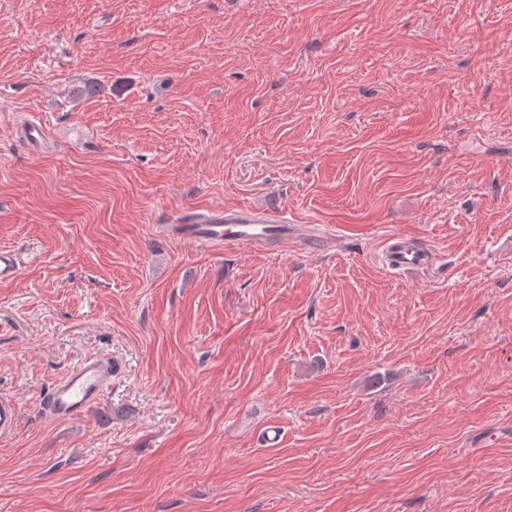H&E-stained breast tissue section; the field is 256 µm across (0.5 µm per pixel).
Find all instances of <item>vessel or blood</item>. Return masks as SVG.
<instances>
[{
	"label": "vessel or blood",
	"instance_id": "b4317fda",
	"mask_svg": "<svg viewBox=\"0 0 512 512\" xmlns=\"http://www.w3.org/2000/svg\"><path fill=\"white\" fill-rule=\"evenodd\" d=\"M173 233L191 241L253 247H277L299 239L298 226L285 216L261 209L210 210L173 225ZM386 271L400 273L430 268L434 253L420 239L390 235L381 256ZM119 368L107 355L86 357L57 378L39 400L43 414L54 421L76 418L94 407L111 388ZM19 408L13 396L0 394V438H10L17 429Z\"/></svg>",
	"mask_w": 512,
	"mask_h": 512
}]
</instances>
